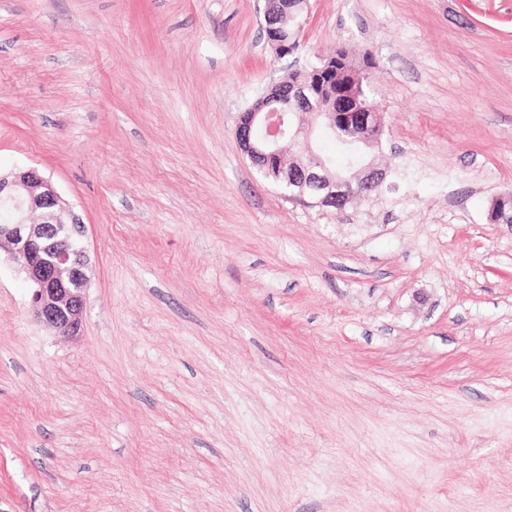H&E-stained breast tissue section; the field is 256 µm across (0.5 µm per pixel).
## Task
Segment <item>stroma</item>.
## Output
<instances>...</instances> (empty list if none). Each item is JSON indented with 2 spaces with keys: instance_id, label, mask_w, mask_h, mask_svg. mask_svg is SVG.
I'll return each instance as SVG.
<instances>
[{
  "instance_id": "1",
  "label": "stroma",
  "mask_w": 512,
  "mask_h": 512,
  "mask_svg": "<svg viewBox=\"0 0 512 512\" xmlns=\"http://www.w3.org/2000/svg\"><path fill=\"white\" fill-rule=\"evenodd\" d=\"M0 0V170L82 224L80 335L0 264V512H512V0ZM373 58L378 167L336 211L241 112ZM266 10L264 14L265 31L267 41L272 45L277 57L283 58L288 56L290 46L280 42L277 38L279 31L281 32V39L287 44L296 45V36L300 31L301 26L293 23H288V19L295 17L296 1L293 0H266ZM282 27V29H281ZM281 29V30H280ZM487 217L492 224H512V191L492 198Z\"/></svg>"
}]
</instances>
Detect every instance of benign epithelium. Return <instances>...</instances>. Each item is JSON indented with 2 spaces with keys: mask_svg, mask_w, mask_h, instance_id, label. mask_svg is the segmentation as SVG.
Masks as SVG:
<instances>
[{
  "mask_svg": "<svg viewBox=\"0 0 512 512\" xmlns=\"http://www.w3.org/2000/svg\"><path fill=\"white\" fill-rule=\"evenodd\" d=\"M295 0H266L264 14L267 41L277 57L288 55L289 46L277 38L282 25L295 17ZM319 82L297 78L290 84L275 83L241 113L236 136L243 154L264 177L275 181L291 200L314 198L320 207L346 206L357 194L371 195L386 178L385 170L374 162L348 177L336 175L320 159L311 145L313 127L293 119L288 101L311 103ZM326 124L349 128L378 129L382 113L355 85L346 86L322 113ZM262 127L266 138H254ZM296 146L290 156L282 149L284 139ZM0 204L12 209L9 222L0 223V249L32 285L31 306L37 320L63 337L80 333L86 288L84 251L77 241L80 219L57 193L51 180L36 168L0 174ZM488 220L512 224V191L492 198Z\"/></svg>",
  "mask_w": 512,
  "mask_h": 512,
  "instance_id": "1",
  "label": "benign epithelium"
}]
</instances>
